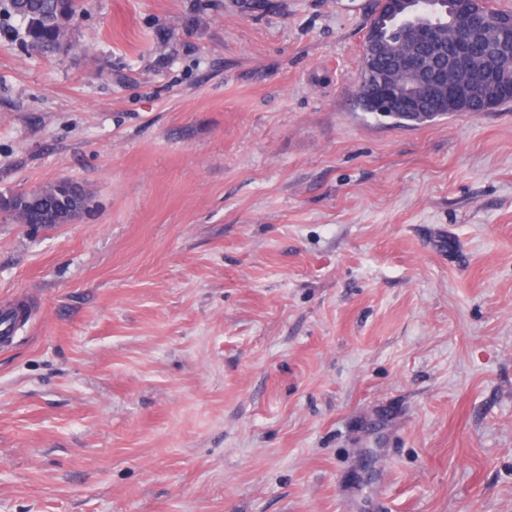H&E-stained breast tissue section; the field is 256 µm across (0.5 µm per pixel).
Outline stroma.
<instances>
[{"label":"stroma","mask_w":512,"mask_h":512,"mask_svg":"<svg viewBox=\"0 0 512 512\" xmlns=\"http://www.w3.org/2000/svg\"><path fill=\"white\" fill-rule=\"evenodd\" d=\"M371 0L0 16V512H512V104L355 108ZM27 22L30 46L43 48L57 43L84 8L83 0H1L0 9ZM64 18H67L64 20ZM38 49V50H39ZM19 193L22 192H17L13 194L7 200H1L0 210L4 213V220L10 221L15 224H44L45 213L43 212L42 208L22 210V213H19L15 206H19L20 209L24 208V202L19 201L15 203V206L12 205L13 196Z\"/></svg>","instance_id":"35a3bbf8"}]
</instances>
